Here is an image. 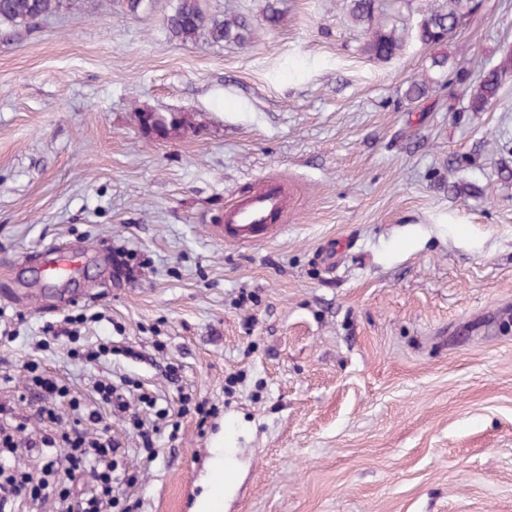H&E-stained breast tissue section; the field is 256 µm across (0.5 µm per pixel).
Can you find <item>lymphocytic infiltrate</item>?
<instances>
[{
	"instance_id": "1",
	"label": "lymphocytic infiltrate",
	"mask_w": 512,
	"mask_h": 512,
	"mask_svg": "<svg viewBox=\"0 0 512 512\" xmlns=\"http://www.w3.org/2000/svg\"><path fill=\"white\" fill-rule=\"evenodd\" d=\"M84 320L83 314L69 315L62 324L45 323L42 331L68 340L72 358L98 361L111 355L108 342L78 346L74 327ZM25 370L26 408L0 400V512H15L26 498L53 502L56 512H112L115 491L133 487L137 478L117 472L121 444L111 436V418L130 415L140 445L151 450L171 423V408L159 406L158 395L126 380L96 379L86 395L38 362L26 363ZM62 401L76 416L67 430L57 427ZM26 448L40 456L39 470L17 465Z\"/></svg>"
}]
</instances>
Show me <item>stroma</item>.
Listing matches in <instances>:
<instances>
[{"label": "stroma", "mask_w": 512, "mask_h": 512, "mask_svg": "<svg viewBox=\"0 0 512 512\" xmlns=\"http://www.w3.org/2000/svg\"><path fill=\"white\" fill-rule=\"evenodd\" d=\"M389 3L407 36L388 60L343 0H278L273 27L265 0H205L251 16L244 47L170 40L171 0L0 27V393L34 360L218 407L151 458L113 418L138 482L112 512H200L219 437L236 460L221 512H512V78L485 112L449 89L411 111L425 2ZM479 3L446 48L472 73L512 47V0ZM139 107L191 125L158 140ZM272 175L285 224L225 242L215 214ZM51 246L81 253L75 279L42 277ZM128 249L148 267L120 283ZM76 311L112 357L45 341ZM113 351H115V349H112V341H109L100 342L94 346L72 347L68 351V354L74 359H85L99 362L101 359L112 355Z\"/></svg>", "instance_id": "stroma-1"}]
</instances>
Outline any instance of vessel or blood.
<instances>
[{
    "mask_svg": "<svg viewBox=\"0 0 512 512\" xmlns=\"http://www.w3.org/2000/svg\"><path fill=\"white\" fill-rule=\"evenodd\" d=\"M288 207L285 181L270 178L255 192L226 204L219 229L227 242L242 244L256 240L272 225L283 221Z\"/></svg>",
    "mask_w": 512,
    "mask_h": 512,
    "instance_id": "obj_1",
    "label": "vessel or blood"
}]
</instances>
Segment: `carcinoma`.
<instances>
[{"instance_id": "carcinoma-1", "label": "carcinoma", "mask_w": 512, "mask_h": 512, "mask_svg": "<svg viewBox=\"0 0 512 512\" xmlns=\"http://www.w3.org/2000/svg\"><path fill=\"white\" fill-rule=\"evenodd\" d=\"M95 6V0H0V26L32 28L64 9L91 11ZM346 6L354 25L367 26L368 38L363 51L369 57L388 60L402 50L404 32L380 21L381 0H346ZM477 7V0L427 4L418 24V40L432 48L447 46ZM164 25L168 36L183 44L202 39L214 45L226 43L243 47L251 42L254 32L253 22L247 16L225 17L209 13L203 7V0H173ZM429 68L446 74L448 84L462 87L465 99L462 111L485 112L500 98L505 80L512 76V50H504L499 61L480 70L475 78L461 66H448V54L443 51L430 57ZM433 83L434 79L426 76L411 80L405 91L406 99L416 102L428 97L433 91ZM136 114L138 123L155 129L160 140L175 138L190 125L188 117L181 112L139 109Z\"/></svg>"}]
</instances>
